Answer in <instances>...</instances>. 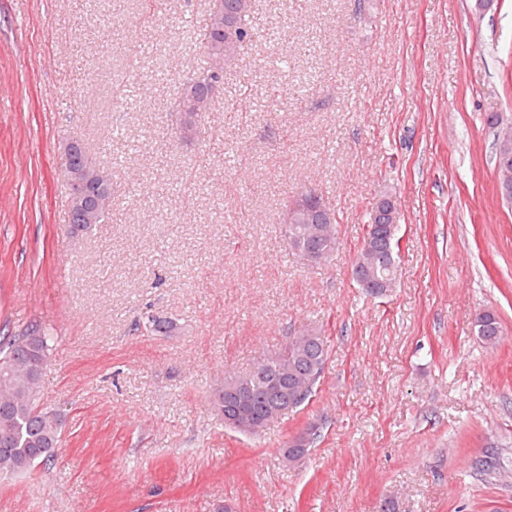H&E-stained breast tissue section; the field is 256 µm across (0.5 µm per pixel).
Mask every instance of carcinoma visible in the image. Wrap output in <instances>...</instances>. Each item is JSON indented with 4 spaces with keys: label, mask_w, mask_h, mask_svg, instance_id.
I'll return each instance as SVG.
<instances>
[{
    "label": "carcinoma",
    "mask_w": 512,
    "mask_h": 512,
    "mask_svg": "<svg viewBox=\"0 0 512 512\" xmlns=\"http://www.w3.org/2000/svg\"><path fill=\"white\" fill-rule=\"evenodd\" d=\"M209 14L200 41L201 55L208 66L190 72L185 84L199 94L215 83H224V64L233 54L252 42L257 32L250 24L251 12L237 16L234 28L226 27L227 9L220 7L226 0H211ZM82 176L99 184V206L93 220L105 224L110 218L112 179L85 150L79 155ZM306 224H283L281 233L288 249L301 254L305 242ZM357 259L368 262L369 269L382 280L398 282L395 255L360 249ZM180 325L177 320L148 314L134 323V330L152 336H172ZM478 336L490 347L502 339V328L496 314L489 310L484 322L477 327ZM54 336L50 329L38 324L16 332H0V432L7 431L10 441L0 442V476L33 475L52 465L64 427V417L56 409L40 403V379L43 364L47 363ZM329 356L321 330L304 329V334L290 340L278 351L268 354L244 372L224 376V384L213 389L211 404L224 416L225 427L242 434L257 436L259 432L235 425L239 419H249L264 428L282 416L280 409L294 403V384L307 386L302 403L315 395ZM312 444L288 449L282 458L285 465L294 467L309 456Z\"/></svg>",
    "instance_id": "obj_1"
}]
</instances>
